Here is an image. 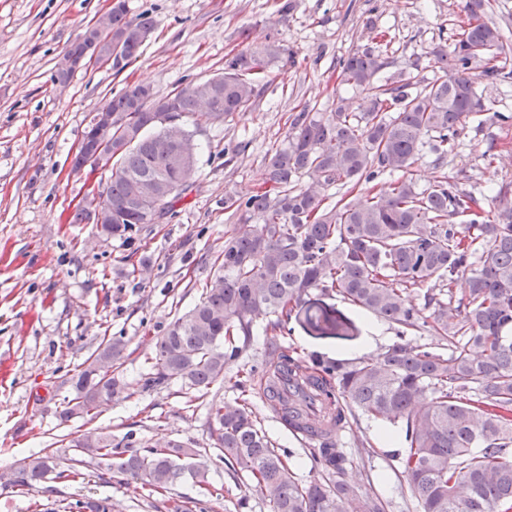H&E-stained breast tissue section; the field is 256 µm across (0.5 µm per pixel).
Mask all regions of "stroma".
<instances>
[{
  "instance_id": "stroma-1",
  "label": "stroma",
  "mask_w": 512,
  "mask_h": 512,
  "mask_svg": "<svg viewBox=\"0 0 512 512\" xmlns=\"http://www.w3.org/2000/svg\"><path fill=\"white\" fill-rule=\"evenodd\" d=\"M467 0H126L129 17L147 13L154 31L142 55L122 73L94 67L65 85L54 74L64 49L109 9L108 0H0V512H45L60 500L110 499L112 512H269L249 480L225 465L206 424L211 397L252 402L257 423L287 457L302 482L317 478L310 441L288 430L262 399L258 382L203 392L177 383L144 390L148 360L168 325L199 298L226 238L242 226L225 207L228 197L257 190L265 156L287 143L299 112H329L338 97L357 98L342 83L339 63L349 53L379 46L390 64L376 81L414 87L441 76L433 54L449 45L467 20ZM249 39H242L241 29ZM284 52L260 82L253 106L221 126L195 134L199 169L187 204L172 219L144 225L131 239L97 235L93 220L71 218L89 191L70 161L94 112L127 85L145 82L161 94L181 80L223 72L225 58L267 41ZM495 152L487 163L484 155ZM417 188L447 178L464 190L493 195L512 182V126L469 119L443 164L422 153L409 173ZM367 316L339 294L310 290L296 308L291 332H267L264 321L230 362L229 377L262 370L272 345L304 361L358 363L368 336ZM124 337L119 373L124 398L100 407L95 427L115 439H163L202 450L209 461L207 502L198 485L176 482L164 496H149L142 479L110 473L84 459L82 479H48L20 490L10 469L42 448L56 449L71 465L68 442L84 428L58 412L73 390L68 374L101 344ZM343 447L370 445L354 458L345 479L379 493L387 512H419L396 470L395 446L366 418L350 422Z\"/></svg>"
}]
</instances>
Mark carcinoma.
<instances>
[{"label": "carcinoma", "mask_w": 512, "mask_h": 512, "mask_svg": "<svg viewBox=\"0 0 512 512\" xmlns=\"http://www.w3.org/2000/svg\"><path fill=\"white\" fill-rule=\"evenodd\" d=\"M97 23L117 75L141 56L154 30L146 14L127 17L123 0ZM504 53L498 28L472 9L452 46L435 48L443 75L414 92L407 83L375 84L389 64L383 54H349L340 77L363 96L338 99L332 112L294 117L287 145L267 156L264 187L231 202L243 227L224 240L222 261L198 301L154 343V373L145 387L181 381L208 389L224 382L228 361L238 355L230 336L249 335L257 319L285 331L313 288L330 289L402 329L423 325L447 343V354L397 345L356 364L308 366L286 348L272 357L266 377L272 409L289 428L316 433L320 445L315 460L323 477L308 483L257 426L246 400L211 401L210 437L224 462L252 480L270 512H384L378 498L343 480L349 458L333 443L336 429L358 413L397 429L404 448L396 455L399 474L420 512H512V185L500 187L493 207L446 180L422 191L406 178L378 187L382 176L406 172L426 145L438 162L453 151L466 120L484 111L475 77L512 82ZM281 54L269 42L226 59L223 73L166 95L132 84L108 100L115 160L100 193L112 206V223L103 230L132 237L151 223L158 202L159 217L177 213L199 165L191 153L183 166L172 156L193 135L181 120L195 127L233 120L254 103L258 79ZM159 181L176 184L165 199L153 193ZM333 186L355 196L327 204ZM460 216L467 223H456ZM479 251L483 264L474 269ZM460 278L468 288L455 302L452 287ZM426 283L438 292L427 296L431 312L424 320L408 289ZM125 347L122 337H110L83 362L71 378L74 397L63 419L92 416L126 393L113 370ZM130 447L97 428L69 442L74 453L145 480L152 495L183 477L206 482L208 460L196 448L160 440ZM56 460L44 448L34 452L11 485L83 476ZM51 512H112V504L68 502Z\"/></svg>", "instance_id": "1"}]
</instances>
